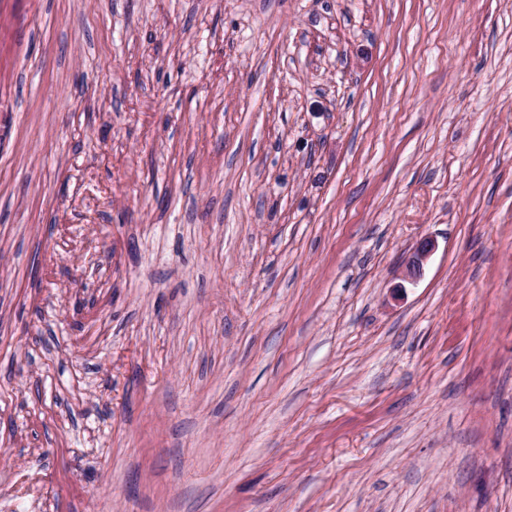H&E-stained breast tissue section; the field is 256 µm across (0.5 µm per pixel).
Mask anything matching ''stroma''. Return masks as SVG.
I'll return each instance as SVG.
<instances>
[{
  "mask_svg": "<svg viewBox=\"0 0 512 512\" xmlns=\"http://www.w3.org/2000/svg\"><path fill=\"white\" fill-rule=\"evenodd\" d=\"M0 453V512H512V0H0ZM436 249V243L431 238L420 240L404 262L402 281L415 283L422 275L424 265Z\"/></svg>",
  "mask_w": 512,
  "mask_h": 512,
  "instance_id": "stroma-1",
  "label": "stroma"
}]
</instances>
